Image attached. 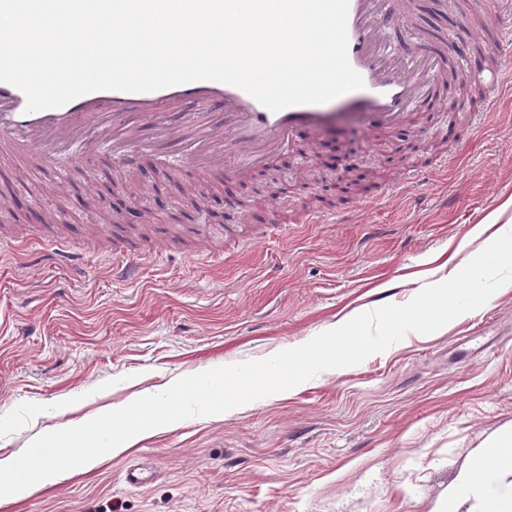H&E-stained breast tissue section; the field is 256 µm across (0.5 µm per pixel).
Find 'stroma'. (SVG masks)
<instances>
[{
	"mask_svg": "<svg viewBox=\"0 0 512 512\" xmlns=\"http://www.w3.org/2000/svg\"><path fill=\"white\" fill-rule=\"evenodd\" d=\"M477 0H413L387 34L405 53L454 33L469 67L512 73L470 33ZM408 137L363 119L294 138L227 175L158 150L71 163L0 143V456L178 379L259 360L385 304L409 302L491 241L512 197V89L449 91ZM240 210L254 236L227 223ZM312 212L319 223L302 218ZM497 228L512 230V209ZM143 261L112 273V241ZM512 430V285L431 334L223 414L137 438L12 512H430L472 454ZM147 467L145 485L127 470Z\"/></svg>",
	"mask_w": 512,
	"mask_h": 512,
	"instance_id": "obj_1",
	"label": "stroma"
}]
</instances>
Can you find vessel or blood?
Here are the masks:
<instances>
[{
    "mask_svg": "<svg viewBox=\"0 0 512 512\" xmlns=\"http://www.w3.org/2000/svg\"><path fill=\"white\" fill-rule=\"evenodd\" d=\"M404 21L399 0H349L348 60L364 86L339 96L337 102L360 111L375 131L403 124L408 112L428 104L446 67L441 58L431 55L422 63L385 42V33ZM181 101L196 109L190 158L212 170L226 168L231 161L245 168L256 158H270L296 133L319 129L336 118L319 104L274 112L243 90L212 80L148 92L98 90L30 113L25 93L0 82V135L9 137L12 146L38 151L48 159L60 152L71 159L94 155L108 145L119 160L128 162L144 145L143 124L178 137L180 120L167 116L166 108ZM212 109L230 112L235 118L231 128L208 121L206 113ZM134 111L141 114L143 124L129 122Z\"/></svg>",
    "mask_w": 512,
    "mask_h": 512,
    "instance_id": "1",
    "label": "vessel or blood"
}]
</instances>
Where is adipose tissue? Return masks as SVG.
<instances>
[{"label": "adipose tissue", "instance_id": "obj_1", "mask_svg": "<svg viewBox=\"0 0 512 512\" xmlns=\"http://www.w3.org/2000/svg\"><path fill=\"white\" fill-rule=\"evenodd\" d=\"M465 499L474 500L476 512H512V432L479 449L431 512H459Z\"/></svg>", "mask_w": 512, "mask_h": 512}]
</instances>
